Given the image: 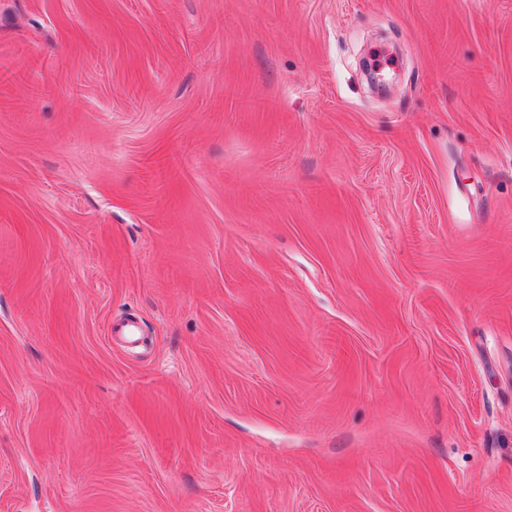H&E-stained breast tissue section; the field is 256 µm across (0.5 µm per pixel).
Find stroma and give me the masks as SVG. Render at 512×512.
<instances>
[{
	"label": "stroma",
	"mask_w": 512,
	"mask_h": 512,
	"mask_svg": "<svg viewBox=\"0 0 512 512\" xmlns=\"http://www.w3.org/2000/svg\"><path fill=\"white\" fill-rule=\"evenodd\" d=\"M0 512H512V0H0Z\"/></svg>",
	"instance_id": "stroma-1"
}]
</instances>
